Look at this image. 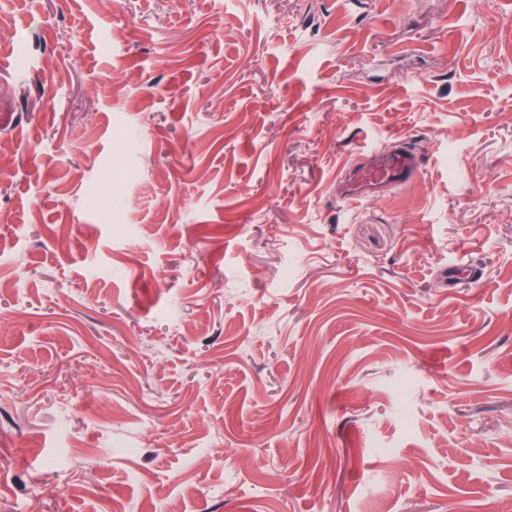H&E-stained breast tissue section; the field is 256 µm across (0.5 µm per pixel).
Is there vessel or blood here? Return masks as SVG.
Returning a JSON list of instances; mask_svg holds the SVG:
<instances>
[{"label":"vessel or blood","mask_w":512,"mask_h":512,"mask_svg":"<svg viewBox=\"0 0 512 512\" xmlns=\"http://www.w3.org/2000/svg\"><path fill=\"white\" fill-rule=\"evenodd\" d=\"M420 163L404 141H396L394 149L377 154L369 165L353 168L341 194L353 200L384 185L404 184L417 174Z\"/></svg>","instance_id":"1"}]
</instances>
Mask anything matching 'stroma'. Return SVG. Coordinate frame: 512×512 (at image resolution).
<instances>
[{
    "instance_id": "stroma-1",
    "label": "stroma",
    "mask_w": 512,
    "mask_h": 512,
    "mask_svg": "<svg viewBox=\"0 0 512 512\" xmlns=\"http://www.w3.org/2000/svg\"><path fill=\"white\" fill-rule=\"evenodd\" d=\"M1 141L0 512L512 508V0H0ZM396 140L394 149L377 154L367 166L351 170L347 183L340 192L344 198L358 199L377 187L401 185L417 174L420 158L405 146L404 140Z\"/></svg>"
}]
</instances>
